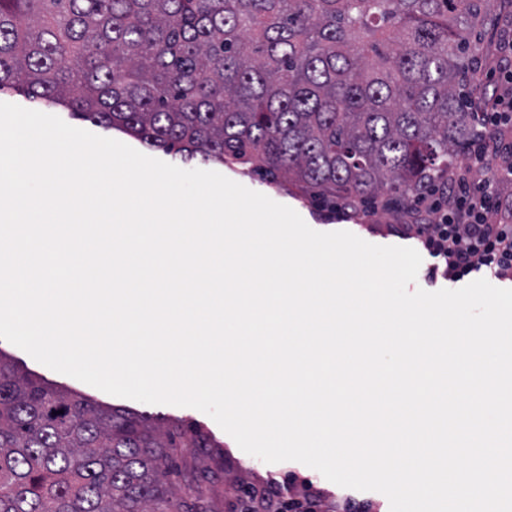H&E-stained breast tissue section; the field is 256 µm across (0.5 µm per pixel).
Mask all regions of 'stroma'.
I'll use <instances>...</instances> for the list:
<instances>
[{
    "instance_id": "stroma-1",
    "label": "stroma",
    "mask_w": 512,
    "mask_h": 512,
    "mask_svg": "<svg viewBox=\"0 0 512 512\" xmlns=\"http://www.w3.org/2000/svg\"><path fill=\"white\" fill-rule=\"evenodd\" d=\"M60 117L67 124L87 130L96 135H110L146 156L164 161L177 167L190 170L208 168L220 170L227 178L260 193L272 200L294 209L306 224L318 232L348 231L361 239L376 245H409L418 247V240L409 241L387 232L390 224H405L409 221V211L415 208V200H407L401 211L384 208L382 199L367 201L363 205L349 209H336L330 212L304 199L297 190L288 184L279 186L262 182L258 177L244 174L240 167L217 166L216 163H203L201 159H184L149 147L140 141L118 131H105L91 121L61 112ZM0 352L6 354L21 370L27 371L57 386L68 388L86 395L100 403L132 410L147 418L149 424L165 428L170 424L187 421L198 424L215 442L211 448H181L174 456L170 482L176 490H183L187 483L200 485L204 493V512H236L238 504L235 489L239 479L259 484L265 479L283 478L286 472H296L299 478L312 481L325 492L326 500H348L364 512H390L387 497L376 491H359L338 486L325 479L317 470L296 461L269 464L256 457L242 453L235 440L223 431L207 414L191 408L162 404H146L139 401L107 394L73 377L58 373L36 361L27 352L0 339Z\"/></svg>"
}]
</instances>
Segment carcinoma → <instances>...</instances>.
I'll return each instance as SVG.
<instances>
[{
    "mask_svg": "<svg viewBox=\"0 0 512 512\" xmlns=\"http://www.w3.org/2000/svg\"><path fill=\"white\" fill-rule=\"evenodd\" d=\"M498 0H0V91L21 88L184 158L336 207L448 179L477 135L465 36ZM190 423L18 376L0 354V512H197L164 481Z\"/></svg>",
    "mask_w": 512,
    "mask_h": 512,
    "instance_id": "obj_1",
    "label": "carcinoma"
}]
</instances>
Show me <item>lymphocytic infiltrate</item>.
<instances>
[{
  "mask_svg": "<svg viewBox=\"0 0 512 512\" xmlns=\"http://www.w3.org/2000/svg\"><path fill=\"white\" fill-rule=\"evenodd\" d=\"M512 123V86L488 98L479 114L481 130L465 161L426 201L417 223L402 225L400 233L419 240L435 260L430 277L451 282L490 271L498 280L512 281V201L501 191L512 182V150L496 146L489 136ZM499 165L492 177L477 183L474 172L485 169L489 155ZM322 491L295 477L256 486L242 498L241 512H319Z\"/></svg>",
  "mask_w": 512,
  "mask_h": 512,
  "instance_id": "lymphocytic-infiltrate-1",
  "label": "lymphocytic infiltrate"
}]
</instances>
